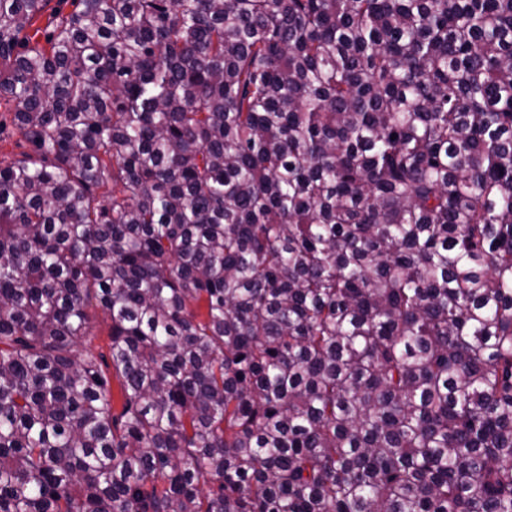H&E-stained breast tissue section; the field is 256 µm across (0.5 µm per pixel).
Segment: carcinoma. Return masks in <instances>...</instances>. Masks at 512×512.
I'll list each match as a JSON object with an SVG mask.
<instances>
[{
  "instance_id": "obj_1",
  "label": "carcinoma",
  "mask_w": 512,
  "mask_h": 512,
  "mask_svg": "<svg viewBox=\"0 0 512 512\" xmlns=\"http://www.w3.org/2000/svg\"><path fill=\"white\" fill-rule=\"evenodd\" d=\"M49 3L0 0V512H512V0ZM4 102L0 105V159H9L25 149L26 144L20 136L13 133L12 110ZM89 335L78 345L79 352H92L98 359L103 355L108 364L109 345L111 341V321L95 303L88 306Z\"/></svg>"
}]
</instances>
